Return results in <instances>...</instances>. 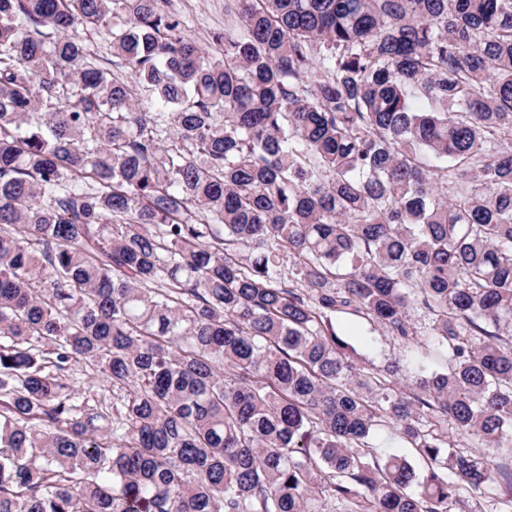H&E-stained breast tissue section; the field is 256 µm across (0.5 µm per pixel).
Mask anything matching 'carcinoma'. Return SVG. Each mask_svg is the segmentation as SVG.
I'll return each instance as SVG.
<instances>
[{
  "label": "carcinoma",
  "mask_w": 512,
  "mask_h": 512,
  "mask_svg": "<svg viewBox=\"0 0 512 512\" xmlns=\"http://www.w3.org/2000/svg\"><path fill=\"white\" fill-rule=\"evenodd\" d=\"M186 27L0 0V512H512V0ZM346 337L357 348L364 362L384 365L399 354L398 346L366 321L354 323ZM67 377L73 393L80 404L89 408H102L112 416V387L108 388L101 374L86 363L72 366ZM105 388L110 391H103Z\"/></svg>",
  "instance_id": "cac0c4a2"
}]
</instances>
